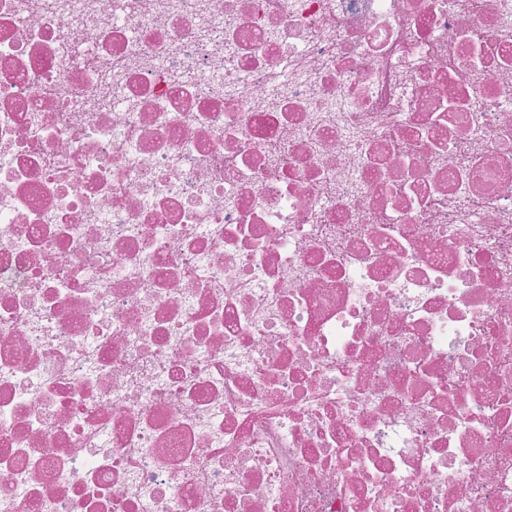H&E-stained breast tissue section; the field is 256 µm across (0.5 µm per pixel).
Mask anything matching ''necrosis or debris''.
I'll return each instance as SVG.
<instances>
[{"label": "necrosis or debris", "mask_w": 512, "mask_h": 512, "mask_svg": "<svg viewBox=\"0 0 512 512\" xmlns=\"http://www.w3.org/2000/svg\"><path fill=\"white\" fill-rule=\"evenodd\" d=\"M0 512H512V0H0Z\"/></svg>", "instance_id": "4bbe7bcc"}]
</instances>
